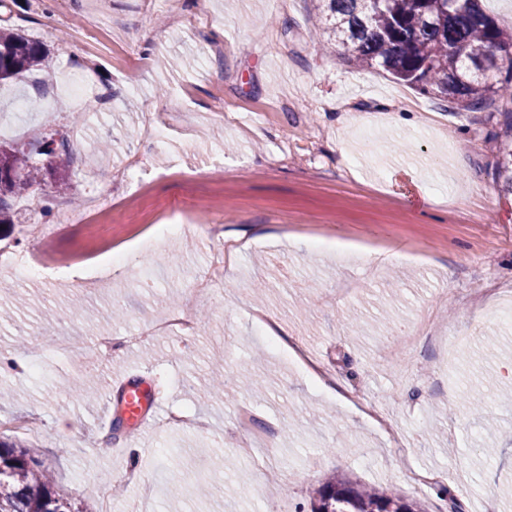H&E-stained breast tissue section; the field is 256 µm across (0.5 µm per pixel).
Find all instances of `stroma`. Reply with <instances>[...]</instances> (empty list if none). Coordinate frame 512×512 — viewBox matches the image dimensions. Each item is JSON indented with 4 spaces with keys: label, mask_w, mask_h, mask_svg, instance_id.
Masks as SVG:
<instances>
[{
    "label": "stroma",
    "mask_w": 512,
    "mask_h": 512,
    "mask_svg": "<svg viewBox=\"0 0 512 512\" xmlns=\"http://www.w3.org/2000/svg\"><path fill=\"white\" fill-rule=\"evenodd\" d=\"M316 0H0V25L44 43V66L0 82V140L27 144L47 129L82 131L67 193L50 166L35 196L20 192L0 248L25 262L23 233L64 213L95 208L127 264L75 290L31 281L0 266V439L38 449L60 491L100 507L97 484L115 483L139 505L136 470L152 487L148 512H309L310 492L344 474L398 492L422 512H512V193L495 173L502 116L467 112L324 52L313 31ZM87 71L86 96L67 91ZM136 70L137 84L123 77ZM111 109L95 106L102 89ZM410 121L393 127V115ZM164 132L155 141L146 123ZM112 144L101 155V142ZM349 159H342V152ZM466 165L456 168V157ZM142 159L144 185L125 170ZM207 209L238 244L210 300L189 305L190 279L210 246L197 231L140 243L156 224L189 223ZM399 254L374 264L365 246ZM191 306V342H139L108 355L98 336H135L163 313ZM268 311L288 342L308 350L350 403L317 389L285 353L256 335ZM459 336L452 349L429 338L403 348L414 325ZM67 336L81 356L60 352ZM267 375L262 387H229L214 401L191 386L228 375ZM148 382L193 430L112 427L116 382ZM85 381L92 402L70 389ZM256 413L255 454H238L239 405ZM391 415L384 429L363 407ZM35 418V434L7 421ZM493 449L485 458L484 449ZM442 473L417 488L414 470Z\"/></svg>",
    "instance_id": "35a3bbf8"
}]
</instances>
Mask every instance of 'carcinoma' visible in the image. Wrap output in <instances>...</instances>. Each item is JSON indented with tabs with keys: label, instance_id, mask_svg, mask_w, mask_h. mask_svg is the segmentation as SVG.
I'll return each mask as SVG.
<instances>
[{
	"label": "carcinoma",
	"instance_id": "obj_1",
	"mask_svg": "<svg viewBox=\"0 0 512 512\" xmlns=\"http://www.w3.org/2000/svg\"><path fill=\"white\" fill-rule=\"evenodd\" d=\"M317 23H326L327 48L341 47L356 67H379L421 94H433L465 111H482L497 98L512 102V67L504 78L502 52L512 51L508 31L485 13L480 0H322ZM43 44L0 26V80L36 70ZM66 169L74 155L68 140H37L0 149V224L10 223L18 188L41 184L33 155ZM499 172L512 188V143L502 146ZM311 512H419L392 491L366 489L336 477L314 488ZM0 512H90L63 500L38 451L0 441Z\"/></svg>",
	"mask_w": 512,
	"mask_h": 512
}]
</instances>
